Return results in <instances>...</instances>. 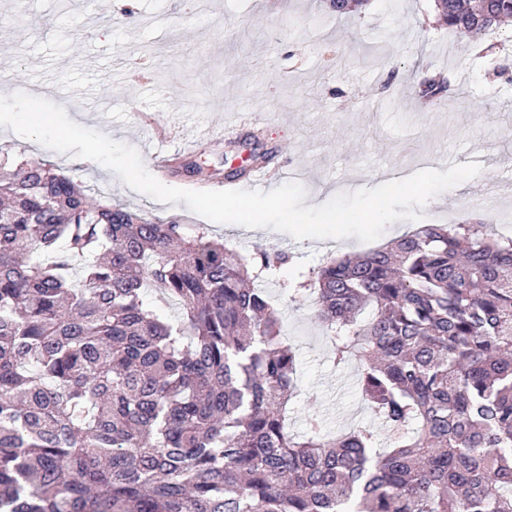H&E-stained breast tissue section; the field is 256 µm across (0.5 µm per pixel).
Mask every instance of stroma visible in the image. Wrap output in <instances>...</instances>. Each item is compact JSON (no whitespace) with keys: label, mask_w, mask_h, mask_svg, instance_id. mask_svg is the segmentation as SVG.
I'll return each instance as SVG.
<instances>
[{"label":"stroma","mask_w":512,"mask_h":512,"mask_svg":"<svg viewBox=\"0 0 512 512\" xmlns=\"http://www.w3.org/2000/svg\"><path fill=\"white\" fill-rule=\"evenodd\" d=\"M0 0V95L47 88L69 118L135 147L149 172L156 156L176 153L163 184L217 189L245 154L271 156L276 184L300 182L305 203L373 188L392 171H446L474 154L492 162L431 199L428 224L481 221L489 237H512V20L481 41L439 25L432 0H370L364 11L336 15L324 0ZM449 82L440 109L417 104L420 83ZM260 114L262 130L221 138L226 117ZM52 164L93 199L146 218L193 228L203 217L185 202L161 203L92 168L0 128V156ZM240 256L256 246L285 254L262 280L299 363L298 396L288 429L302 434L310 409L324 431L340 434L379 419L358 387L359 365H334L333 347L312 301L293 300L288 283L327 258L368 251V244L305 239L270 229L210 224Z\"/></svg>","instance_id":"35a3bbf8"}]
</instances>
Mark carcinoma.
<instances>
[{"label": "carcinoma", "mask_w": 512, "mask_h": 512, "mask_svg": "<svg viewBox=\"0 0 512 512\" xmlns=\"http://www.w3.org/2000/svg\"><path fill=\"white\" fill-rule=\"evenodd\" d=\"M433 2L472 38L512 19V0ZM284 261L3 160L0 512H512V239L422 224L288 289L358 361L381 450L314 414L288 431L296 354L255 285Z\"/></svg>", "instance_id": "cac0c4a2"}]
</instances>
